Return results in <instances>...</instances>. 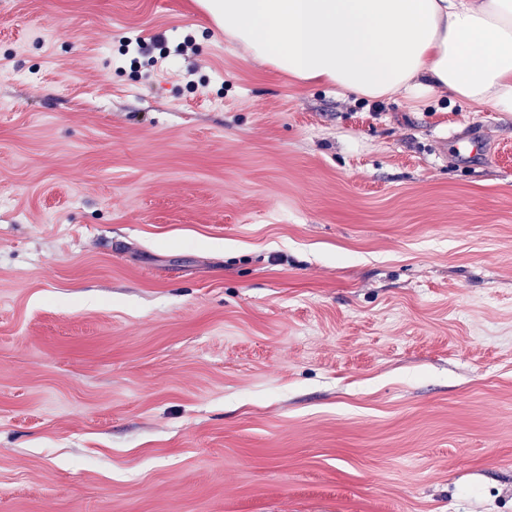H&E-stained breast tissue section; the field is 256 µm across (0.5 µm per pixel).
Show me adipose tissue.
Segmentation results:
<instances>
[{
	"label": "adipose tissue",
	"mask_w": 512,
	"mask_h": 512,
	"mask_svg": "<svg viewBox=\"0 0 512 512\" xmlns=\"http://www.w3.org/2000/svg\"><path fill=\"white\" fill-rule=\"evenodd\" d=\"M225 37L297 80L512 112V0H203Z\"/></svg>",
	"instance_id": "obj_1"
}]
</instances>
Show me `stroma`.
I'll use <instances>...</instances> for the list:
<instances>
[{
    "label": "stroma",
    "mask_w": 512,
    "mask_h": 512,
    "mask_svg": "<svg viewBox=\"0 0 512 512\" xmlns=\"http://www.w3.org/2000/svg\"><path fill=\"white\" fill-rule=\"evenodd\" d=\"M0 512H512V112L0 0Z\"/></svg>",
    "instance_id": "obj_1"
}]
</instances>
